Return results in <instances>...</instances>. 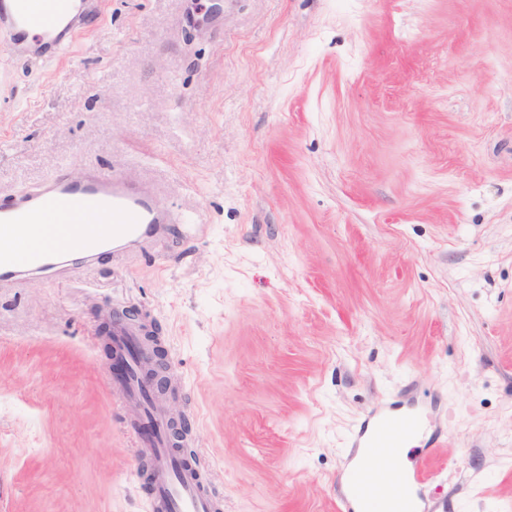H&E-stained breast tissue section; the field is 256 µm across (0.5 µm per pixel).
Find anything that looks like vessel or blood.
<instances>
[{
	"instance_id": "b4317fda",
	"label": "vessel or blood",
	"mask_w": 512,
	"mask_h": 512,
	"mask_svg": "<svg viewBox=\"0 0 512 512\" xmlns=\"http://www.w3.org/2000/svg\"><path fill=\"white\" fill-rule=\"evenodd\" d=\"M86 0H0V27L11 32L32 28L40 44L59 49L68 33L84 21ZM111 222L108 234L98 226ZM186 213L167 206L155 188L126 176L88 166L79 179L61 173L53 179L0 199V286L48 274L66 278L73 261L88 267L103 256L119 258L127 246L152 249L171 224L188 223ZM115 349L136 347L138 355L128 380L113 389L121 409H137L158 426L156 436L134 437L137 460L149 467L153 512H224V499L201 479L198 463L182 461L169 440L171 408L148 375L155 368L152 348L139 328L121 320L112 325ZM417 425L415 413L371 412L352 437L358 464L344 474L341 512H422L411 488L430 478L429 461L409 472L402 486L376 496L366 479L362 460L378 449L399 448Z\"/></svg>"
}]
</instances>
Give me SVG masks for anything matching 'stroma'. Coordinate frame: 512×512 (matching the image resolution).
<instances>
[{"label":"stroma","instance_id":"35a3bbf8","mask_svg":"<svg viewBox=\"0 0 512 512\" xmlns=\"http://www.w3.org/2000/svg\"><path fill=\"white\" fill-rule=\"evenodd\" d=\"M95 0L64 56L0 29V197L118 170L193 214L0 288V512H151L100 312L158 329L224 512H336L412 400L428 507L512 512V0Z\"/></svg>","mask_w":512,"mask_h":512}]
</instances>
